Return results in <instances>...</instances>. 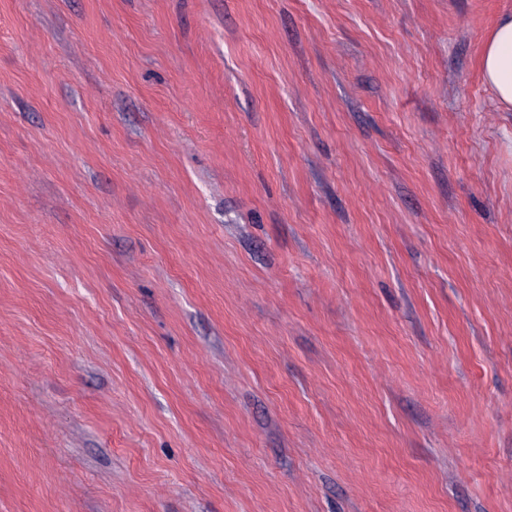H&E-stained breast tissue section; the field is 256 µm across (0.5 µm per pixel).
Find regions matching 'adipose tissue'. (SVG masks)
<instances>
[{
	"mask_svg": "<svg viewBox=\"0 0 512 512\" xmlns=\"http://www.w3.org/2000/svg\"><path fill=\"white\" fill-rule=\"evenodd\" d=\"M484 82L499 105L512 107V16L502 18L486 40L480 60Z\"/></svg>",
	"mask_w": 512,
	"mask_h": 512,
	"instance_id": "ef3b65f1",
	"label": "adipose tissue"
}]
</instances>
